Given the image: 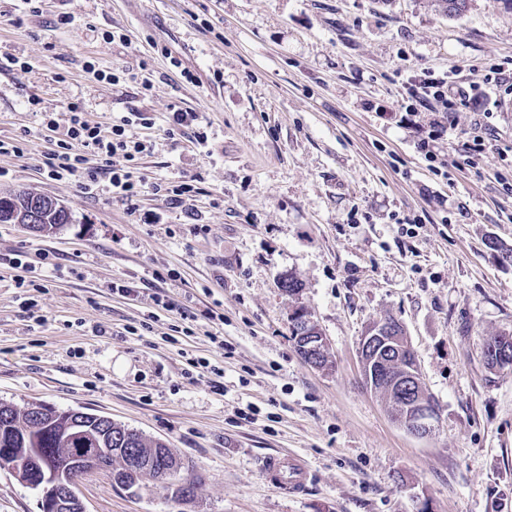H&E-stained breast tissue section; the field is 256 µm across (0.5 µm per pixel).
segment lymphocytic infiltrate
Instances as JSON below:
<instances>
[{
  "label": "lymphocytic infiltrate",
  "mask_w": 512,
  "mask_h": 512,
  "mask_svg": "<svg viewBox=\"0 0 512 512\" xmlns=\"http://www.w3.org/2000/svg\"><path fill=\"white\" fill-rule=\"evenodd\" d=\"M491 90L500 93L512 91L511 58L476 67L474 80L468 82L458 81L453 75L428 74L410 79L407 86V111L425 110L431 114L428 121L429 137L419 144L426 158L434 156L429 149L430 140L440 138L447 129L445 114L459 111L470 102L486 96ZM70 112V125L65 138L57 141L55 149L45 161L50 179L61 182L79 180L89 194L97 193L100 186L105 185L112 194L130 202L137 200L147 187L175 203L192 197L195 188L191 184H149L139 175L135 159L144 153L146 145L143 140L129 133L128 128L134 124L146 129L152 128L153 120L150 116L138 112L134 117L122 118L120 123L111 125L105 131L100 125L89 124L83 119L79 104H71ZM116 155L124 158L123 166H113L112 158Z\"/></svg>",
  "instance_id": "1"
}]
</instances>
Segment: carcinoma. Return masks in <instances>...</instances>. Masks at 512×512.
<instances>
[{"label": "carcinoma", "instance_id": "obj_1", "mask_svg": "<svg viewBox=\"0 0 512 512\" xmlns=\"http://www.w3.org/2000/svg\"><path fill=\"white\" fill-rule=\"evenodd\" d=\"M43 196L30 192L0 195V224H15L19 216L33 208V202ZM42 220L39 232L50 233L69 223V214L59 213L44 205L41 207ZM41 416L33 415V406L19 410L7 405L0 414V448L13 449L16 458H23L33 448L53 462L59 464L74 461L84 455L86 448H110L113 455L123 461V467L112 471V480L117 484L133 485L144 479L157 477L165 470L177 474L181 463L160 440H149L140 433L122 425L112 424L105 430L97 417H85L74 429L64 412L47 405Z\"/></svg>", "mask_w": 512, "mask_h": 512}]
</instances>
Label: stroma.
<instances>
[{
	"instance_id": "stroma-1",
	"label": "stroma",
	"mask_w": 512,
	"mask_h": 512,
	"mask_svg": "<svg viewBox=\"0 0 512 512\" xmlns=\"http://www.w3.org/2000/svg\"><path fill=\"white\" fill-rule=\"evenodd\" d=\"M494 57H512L499 0L452 19L436 0H43L37 14L0 0V139L24 144L0 155V192L57 198L70 216L41 236L0 224L1 254L35 264L45 250L60 266L41 289L0 266V402L110 417L163 441L193 487L181 499L98 471L79 481L86 512H512V367L481 355L512 336V112L449 113L431 166L428 113L401 108L409 76ZM74 102L105 127L148 113L140 174L195 196L148 191L133 213L51 180L42 121L67 128ZM174 105L197 113L195 131L167 136ZM477 125L491 144L474 160ZM117 280L134 295L112 293ZM157 292L190 310L189 332ZM299 307L327 339L323 367L295 348ZM386 319L438 408L428 436L364 381L360 340ZM269 454L305 462L302 493L266 481ZM0 512H40L3 467ZM151 189L154 194L158 195L162 193V196L169 198L171 202L182 203L183 199L194 196L196 188L188 183H181L177 185H169V183L163 184L162 182L151 183Z\"/></svg>"
}]
</instances>
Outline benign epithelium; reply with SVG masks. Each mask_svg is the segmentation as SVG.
I'll list each match as a JSON object with an SVG mask.
<instances>
[{
	"mask_svg": "<svg viewBox=\"0 0 512 512\" xmlns=\"http://www.w3.org/2000/svg\"><path fill=\"white\" fill-rule=\"evenodd\" d=\"M293 334L297 350L310 365H316L318 355L327 345L319 327L302 311L293 314ZM360 356L367 382L392 396L391 417L409 433L427 436L434 429L436 409L422 387L414 353L403 330L395 321L371 326L360 342ZM112 449L93 448L79 462L76 471L52 463L36 451L29 461L11 464L9 469L22 484L39 493L41 512H86L76 492L78 478L91 472L108 469Z\"/></svg>",
	"mask_w": 512,
	"mask_h": 512,
	"instance_id": "benign-epithelium-1",
	"label": "benign epithelium"
}]
</instances>
